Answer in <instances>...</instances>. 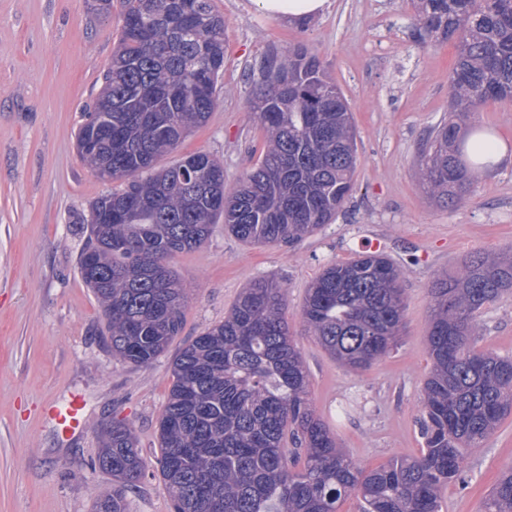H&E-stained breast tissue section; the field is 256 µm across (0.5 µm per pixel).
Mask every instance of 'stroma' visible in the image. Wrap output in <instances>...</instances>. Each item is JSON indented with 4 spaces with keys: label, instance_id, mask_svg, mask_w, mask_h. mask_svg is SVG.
Returning a JSON list of instances; mask_svg holds the SVG:
<instances>
[{
    "label": "stroma",
    "instance_id": "stroma-1",
    "mask_svg": "<svg viewBox=\"0 0 512 512\" xmlns=\"http://www.w3.org/2000/svg\"><path fill=\"white\" fill-rule=\"evenodd\" d=\"M215 5L227 41L217 105L177 155H212L224 164L226 186H235L260 146L248 105L263 69L302 44L353 112L355 190L332 224L291 246L246 245L216 224L203 246L171 262L189 293L181 334L150 365L113 359L106 319L78 273L85 237L75 220L116 185L80 159L75 134L112 58L120 14L98 11L96 0H0V512H93L111 483L97 465L100 427L115 417L133 424L147 463L130 512H171L157 472L156 430L172 360L223 321L257 278L285 288L314 405L343 448L367 469L418 454L419 396L431 368L430 279L475 252H512V163L474 169L472 194L454 207L432 201L417 174L421 144L450 112L456 45L420 36L412 0H330L324 14L301 25L267 15L257 0ZM474 127L512 150V101L479 105L462 125ZM374 241L406 270V328L389 356L353 373L304 333L300 312L324 266ZM472 343L512 355V295L482 314ZM74 394L84 410L71 431L42 407H66ZM351 398L359 408L337 420V406ZM509 465L512 416L469 449L461 479L442 493L441 512H482Z\"/></svg>",
    "mask_w": 512,
    "mask_h": 512
}]
</instances>
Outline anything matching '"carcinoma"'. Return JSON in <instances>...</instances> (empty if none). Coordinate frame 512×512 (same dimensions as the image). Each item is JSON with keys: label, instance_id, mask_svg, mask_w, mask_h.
Wrapping results in <instances>:
<instances>
[{"label": "carcinoma", "instance_id": "cac0c4a2", "mask_svg": "<svg viewBox=\"0 0 512 512\" xmlns=\"http://www.w3.org/2000/svg\"><path fill=\"white\" fill-rule=\"evenodd\" d=\"M417 2L424 32L456 43L453 111L511 101L512 0ZM118 4L123 25L77 148L96 172L112 165V180L124 187L95 198L82 218L78 272L106 317L112 357L147 366L182 329L187 293L169 260L200 248L221 218L246 244L292 245L332 223L354 188L356 132L340 87L297 46L267 67L249 102L262 146L236 187H226L224 165L204 152L157 166L216 106L224 17L214 0ZM460 133L459 123H440L419 149L426 193L448 206L470 195L469 167L487 156L481 129L471 141ZM461 145L466 168L456 163ZM404 276L382 252L327 265L307 288L304 331L340 365L368 369L401 338ZM511 292V254L476 252L432 278L424 448L365 469L313 406L285 289L268 279L250 283L224 321L172 361L157 441L173 512H340L350 496L360 512H440L468 450L512 414V355L470 344L483 311ZM100 435L98 466L112 484L94 512H128V495L145 477L138 436L123 419ZM482 512H512V466Z\"/></svg>", "mask_w": 512, "mask_h": 512}]
</instances>
